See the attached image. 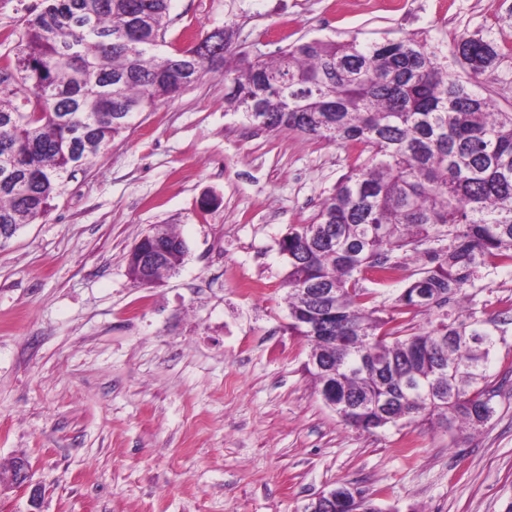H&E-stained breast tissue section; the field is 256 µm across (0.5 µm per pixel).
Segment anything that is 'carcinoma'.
<instances>
[{"instance_id":"cac0c4a2","label":"carcinoma","mask_w":512,"mask_h":512,"mask_svg":"<svg viewBox=\"0 0 512 512\" xmlns=\"http://www.w3.org/2000/svg\"><path fill=\"white\" fill-rule=\"evenodd\" d=\"M170 0H42L14 54L0 56V243L45 216L65 183L135 118L211 73L201 45L220 38L225 111L268 131H297L358 154L310 224L280 243L288 330L310 343L319 388L366 432L437 416L475 430L493 415L487 389L498 320L462 312L488 262L512 266V110L480 92L501 56L492 38L461 36L449 53L407 37L380 43L313 38L253 60L238 29L163 53ZM139 271L148 286L186 250ZM427 244L387 312L363 288L401 279L393 253ZM330 288L322 304L305 297ZM432 311L424 329L402 315ZM319 363H314V360Z\"/></svg>"}]
</instances>
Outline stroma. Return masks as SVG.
<instances>
[{
	"label": "stroma",
	"instance_id": "stroma-1",
	"mask_svg": "<svg viewBox=\"0 0 512 512\" xmlns=\"http://www.w3.org/2000/svg\"><path fill=\"white\" fill-rule=\"evenodd\" d=\"M231 21L250 58L311 38L512 45V0H171L167 45ZM350 162L226 112L211 73L141 113L0 245V467L29 460L40 512H303L343 483L382 512H512V323L492 354L495 412L474 431L353 429L306 370L280 243ZM158 224L188 254L139 286L126 256ZM466 293L512 316V268L481 267Z\"/></svg>",
	"mask_w": 512,
	"mask_h": 512
}]
</instances>
